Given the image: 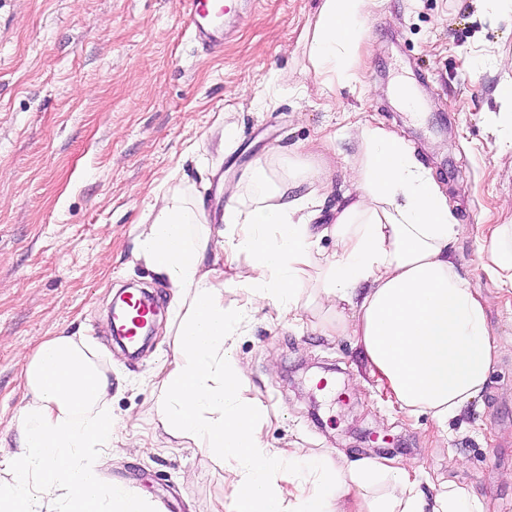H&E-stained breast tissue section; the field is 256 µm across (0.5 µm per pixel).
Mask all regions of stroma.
I'll return each mask as SVG.
<instances>
[{"instance_id":"1","label":"stroma","mask_w":512,"mask_h":512,"mask_svg":"<svg viewBox=\"0 0 512 512\" xmlns=\"http://www.w3.org/2000/svg\"><path fill=\"white\" fill-rule=\"evenodd\" d=\"M321 0H236L220 51L194 42L183 0H0V438L18 446L27 401L19 349L48 336L85 338L111 386L119 447L102 460L109 481L139 489L157 512H230L232 463L159 424L155 373L172 357V291L135 257L152 221V192L186 182L220 212V182L246 185L255 161L302 154L326 133L331 175L316 186L321 223L346 203L356 126L397 132L430 170L459 226L448 251L488 300L501 347L483 391L448 424L400 408L370 372L356 336L319 317L245 307L226 343L243 365L244 393L262 410L269 448H304L328 466L371 460L414 464L432 498L455 482L489 512H512V292L478 258L493 228L512 225V127L493 123L512 86V12L492 0H375L360 44L358 79L325 89L307 56ZM405 79L421 105L402 111ZM236 148L221 152L224 124ZM123 287L155 294L162 311L148 346L125 353L108 316ZM332 386L330 395L318 387Z\"/></svg>"}]
</instances>
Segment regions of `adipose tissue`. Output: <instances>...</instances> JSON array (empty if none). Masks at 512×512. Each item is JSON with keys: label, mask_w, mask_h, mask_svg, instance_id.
<instances>
[{"label": "adipose tissue", "mask_w": 512, "mask_h": 512, "mask_svg": "<svg viewBox=\"0 0 512 512\" xmlns=\"http://www.w3.org/2000/svg\"><path fill=\"white\" fill-rule=\"evenodd\" d=\"M371 0H322L309 61L333 85L337 73L355 80L359 41ZM364 152L352 164L348 203L332 224L314 231V192L293 194L292 181L270 175L258 159L249 183L258 201L244 204L241 187L224 186L227 202L212 218L193 187L175 185L155 195L152 222L139 234L136 256L173 290L177 343L160 371L164 387L158 419L164 430L203 449L216 462L235 461L239 477L233 512H332L347 493L357 512H486L464 486L425 499L413 468L350 463L326 468L305 449L267 448L256 426L257 408L242 393L244 370L225 348L238 318L224 308L225 287L247 303H270L298 314L303 296L327 311L324 328L358 336L374 375L402 406L428 409L447 422L477 397L497 360L487 301L457 274L448 254L456 229L448 200L429 170L392 132L357 127ZM233 228L225 241V228ZM334 236L332 256L315 253L319 235ZM228 263L252 257L244 276L225 280L208 267V252ZM486 269L497 287L512 290V225H497ZM369 282L363 297L357 283ZM29 400L19 408L20 447L0 440V512H153L135 488L106 482L96 459L112 448L108 380L89 343L46 337L23 354ZM312 476L314 489L287 508L278 482L283 462ZM388 489L374 494L378 477Z\"/></svg>", "instance_id": "adipose-tissue-1"}]
</instances>
